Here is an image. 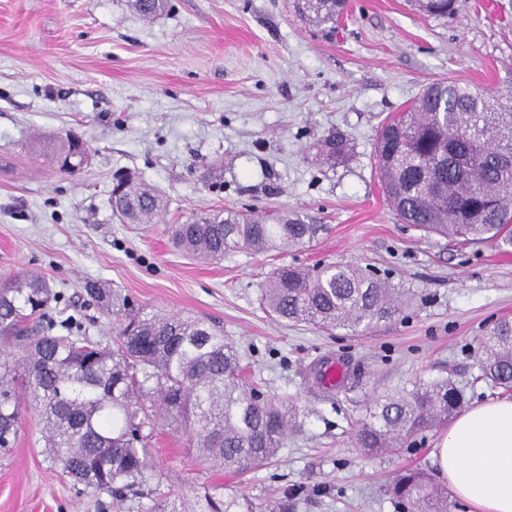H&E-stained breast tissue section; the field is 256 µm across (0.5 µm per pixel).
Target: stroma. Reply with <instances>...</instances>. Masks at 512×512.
Listing matches in <instances>:
<instances>
[{"instance_id": "stroma-1", "label": "stroma", "mask_w": 512, "mask_h": 512, "mask_svg": "<svg viewBox=\"0 0 512 512\" xmlns=\"http://www.w3.org/2000/svg\"><path fill=\"white\" fill-rule=\"evenodd\" d=\"M441 80L512 96V0H456L448 17L409 0H349L326 30L292 0H168L151 19L131 0H0V273L45 277L59 294L53 316L81 319L104 344L115 321L90 283L208 318L242 352L249 382L303 418L271 464L245 474L209 469L179 431L159 430L156 480L173 499L213 491L257 504L286 497L295 512H404L388 487L415 467L440 482L444 430L369 454L354 434L374 397L447 377L465 406L502 398L479 381L477 348L512 322V253L424 235L392 211L376 169L385 121ZM70 130L91 154L76 175L34 152ZM332 136L344 155L316 159ZM121 170L166 196L153 223L113 217ZM224 209L290 210L327 230L300 248L211 263L172 251L169 225ZM324 263L370 269L412 300L364 336L281 323L261 307L275 267ZM326 360L344 369L331 389L316 379ZM0 512L117 510L107 495L76 494L28 411L15 447L0 450Z\"/></svg>"}]
</instances>
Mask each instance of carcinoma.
<instances>
[{"instance_id": "obj_1", "label": "carcinoma", "mask_w": 512, "mask_h": 512, "mask_svg": "<svg viewBox=\"0 0 512 512\" xmlns=\"http://www.w3.org/2000/svg\"><path fill=\"white\" fill-rule=\"evenodd\" d=\"M421 12L445 17L452 0H417ZM297 13L331 27L346 0H293ZM168 0H133L151 18ZM468 86L428 84L382 128L376 145L379 180L402 221L466 243L512 250V109ZM71 152L59 137L49 162ZM112 213L122 224H149L167 206L157 189L132 173L112 186ZM324 230L299 215L202 212L171 227L188 257L221 261L237 249L254 253L303 247ZM87 292L106 313L121 316L112 344L87 335L80 320L57 322L58 300L41 276L0 277V448L22 428V403L39 417L49 460L77 493L106 494L122 507L127 493L155 480L149 443L160 426L185 433L189 447L214 467L243 472L275 458L288 431L301 429L294 404L245 381V367L224 328L199 316L146 311L105 288ZM262 305L285 322L362 335L400 313L407 298L390 283L352 265L276 267L261 289ZM480 380L512 390V323L479 339ZM464 402L447 378L419 381L379 396L357 431L359 447L395 454L408 440L446 422ZM390 494L408 512H447V491L418 468L399 474ZM197 512H268L243 498L204 494Z\"/></svg>"}]
</instances>
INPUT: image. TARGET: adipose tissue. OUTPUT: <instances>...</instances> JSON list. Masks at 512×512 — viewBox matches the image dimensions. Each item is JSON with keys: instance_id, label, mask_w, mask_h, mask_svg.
I'll return each mask as SVG.
<instances>
[{"instance_id": "1", "label": "adipose tissue", "mask_w": 512, "mask_h": 512, "mask_svg": "<svg viewBox=\"0 0 512 512\" xmlns=\"http://www.w3.org/2000/svg\"><path fill=\"white\" fill-rule=\"evenodd\" d=\"M435 463L469 512H512V399L461 411L443 436Z\"/></svg>"}]
</instances>
